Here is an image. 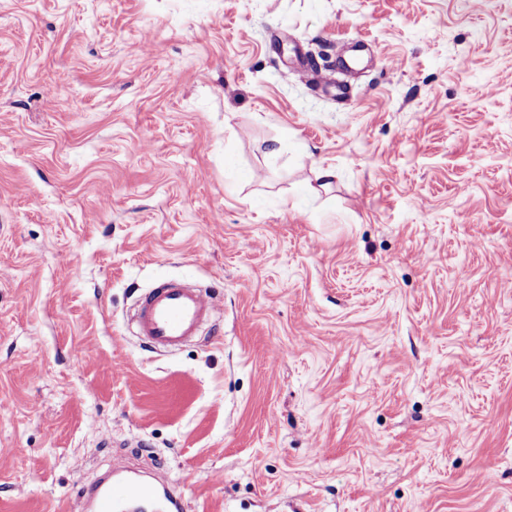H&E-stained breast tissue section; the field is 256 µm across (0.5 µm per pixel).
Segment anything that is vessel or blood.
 <instances>
[{"instance_id": "vessel-or-blood-1", "label": "vessel or blood", "mask_w": 512, "mask_h": 512, "mask_svg": "<svg viewBox=\"0 0 512 512\" xmlns=\"http://www.w3.org/2000/svg\"><path fill=\"white\" fill-rule=\"evenodd\" d=\"M214 310L207 292L167 282L141 296L136 334L148 346L173 349L196 336ZM80 512H183V500L162 471L117 469L82 493Z\"/></svg>"}]
</instances>
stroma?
<instances>
[{
    "mask_svg": "<svg viewBox=\"0 0 512 512\" xmlns=\"http://www.w3.org/2000/svg\"><path fill=\"white\" fill-rule=\"evenodd\" d=\"M360 40L347 99L301 75ZM160 280L217 306L177 350ZM121 461L512 512V0H0V512ZM215 310L211 295L180 282H167L141 296L136 335L148 346L173 349L196 336Z\"/></svg>",
    "mask_w": 512,
    "mask_h": 512,
    "instance_id": "stroma-1",
    "label": "stroma"
}]
</instances>
